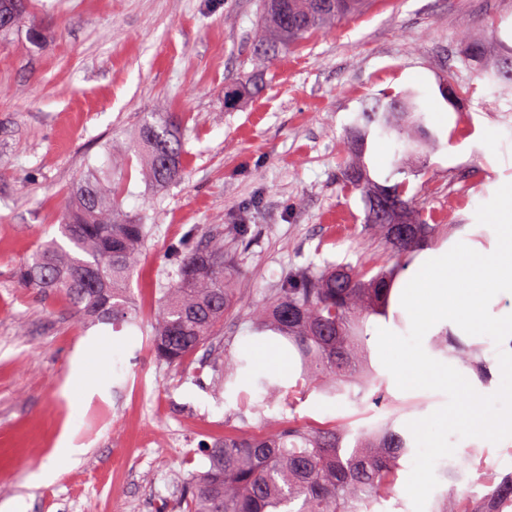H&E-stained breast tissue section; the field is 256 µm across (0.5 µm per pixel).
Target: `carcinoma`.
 Returning <instances> with one entry per match:
<instances>
[{"instance_id": "carcinoma-1", "label": "carcinoma", "mask_w": 512, "mask_h": 512, "mask_svg": "<svg viewBox=\"0 0 512 512\" xmlns=\"http://www.w3.org/2000/svg\"><path fill=\"white\" fill-rule=\"evenodd\" d=\"M365 0H263L255 57L268 63L305 34L331 28L336 20L361 11ZM26 0H0V34L13 30L25 12ZM468 56L480 76L512 81V52L490 61L486 47L468 45ZM258 86L229 85L224 108L231 109ZM423 94L408 89L398 96L373 97L361 104L346 136L347 160L341 177L361 193L365 204L364 232L381 245L355 266L332 264L301 268L271 291L251 311L256 332L282 338L296 356L300 375L284 387L274 375L261 376L257 386L269 395L288 392V400L309 387L327 397L358 385H378L368 369V323L393 319L394 287L418 253L435 242L439 224H427L417 200L406 196L407 181L391 182L412 172V163L442 146V132L429 123ZM396 144L388 156L385 183L374 181L366 156L376 140ZM185 140L182 118L150 112L137 132L136 148L143 179L160 188L183 176ZM379 192L406 211L419 230L416 237L394 242L387 225L372 216L371 193ZM72 202L60 214L59 236L38 246L17 271L20 287L44 294H63L76 316L89 324L139 326L127 289L139 267L147 235L143 220L126 212L120 183L112 170L85 173L71 188ZM179 279L163 289L151 340L158 356L171 363L220 340L224 318L232 315L238 296L232 287L235 253L224 232H205V243L173 250ZM434 350L457 359L487 384L489 373L478 348L444 329L431 339ZM247 361L224 356V382L236 380ZM348 428L312 427L292 423L269 435L229 431L224 439L204 446L207 469L191 473L186 502L190 512H371L372 503L394 491L400 460L409 451L406 434L387 422L378 430L362 429L348 445ZM491 487L492 503L512 499V475L496 480L476 467ZM438 512H478L471 497L454 493Z\"/></svg>"}]
</instances>
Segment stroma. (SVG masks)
Here are the masks:
<instances>
[{"mask_svg": "<svg viewBox=\"0 0 512 512\" xmlns=\"http://www.w3.org/2000/svg\"><path fill=\"white\" fill-rule=\"evenodd\" d=\"M262 0H28L19 27L0 36V504L28 512H184L189 473L204 471L202 444L225 432L265 434L289 421H386L405 427L447 398L399 390L368 329L370 365L385 396L294 402L255 384L268 364L254 350L251 309L288 271L357 263L360 193L346 191V130L363 101L408 87L422 90L444 130L440 149L408 176L429 223L444 225L447 249L478 207L512 183V85L480 78L464 42L496 52V30H512V0H369L357 14L316 31L259 65L253 40ZM42 32L39 44L29 27ZM259 79L234 109L224 87ZM459 92L449 102L446 84ZM184 121L183 177L156 190L139 173L134 132L145 113ZM112 144L123 207L145 214L149 236L131 293L140 327L113 331L77 321L62 296L19 287L18 267L57 236L72 183L101 164ZM238 239L234 281L241 304L213 349L178 364L159 359L149 333L163 288L176 281L172 246L212 226ZM246 356L225 387V354ZM79 449L60 460L59 445ZM435 467L426 512L464 492L474 466L512 472V439H455ZM55 469L35 486L31 473ZM454 468L458 479L446 477Z\"/></svg>", "mask_w": 512, "mask_h": 512, "instance_id": "1", "label": "stroma"}]
</instances>
